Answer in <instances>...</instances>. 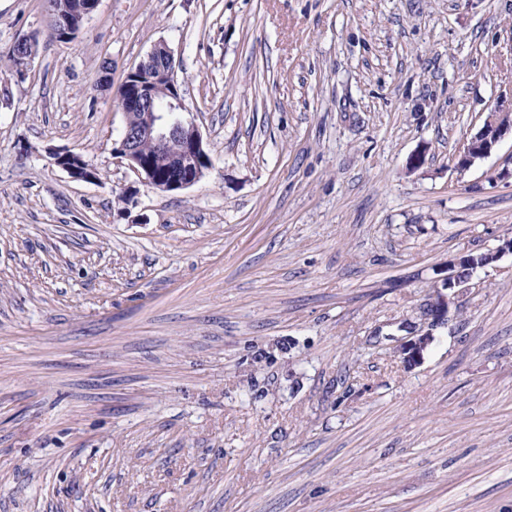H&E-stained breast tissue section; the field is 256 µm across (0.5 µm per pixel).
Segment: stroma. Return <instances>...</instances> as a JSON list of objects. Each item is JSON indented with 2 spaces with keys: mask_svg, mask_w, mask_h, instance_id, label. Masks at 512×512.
Listing matches in <instances>:
<instances>
[{
  "mask_svg": "<svg viewBox=\"0 0 512 512\" xmlns=\"http://www.w3.org/2000/svg\"><path fill=\"white\" fill-rule=\"evenodd\" d=\"M50 29L0 0V512H512V255L420 366L359 354L512 236V139L454 167L512 91V0H98ZM161 42L213 159L178 192L113 153ZM11 50L16 60V74L23 77L36 56L35 43L28 36H23L14 42ZM52 164L65 171L71 178L97 182V170L91 167L82 157L72 151H52L49 153Z\"/></svg>",
  "mask_w": 512,
  "mask_h": 512,
  "instance_id": "35a3bbf8",
  "label": "stroma"
}]
</instances>
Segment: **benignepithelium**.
Segmentation results:
<instances>
[{
    "label": "benign epithelium",
    "instance_id": "7a95c632",
    "mask_svg": "<svg viewBox=\"0 0 512 512\" xmlns=\"http://www.w3.org/2000/svg\"><path fill=\"white\" fill-rule=\"evenodd\" d=\"M12 52L16 74L22 77L36 56L35 43L23 36L14 42ZM119 96L124 103L125 121L114 153L149 188L175 192L197 183L212 166V160L199 129L184 123L180 117L185 106L176 79L174 56L166 45L155 46L127 73ZM508 134L512 135V91L500 95L487 112L482 127L459 152L456 168L464 171L487 158ZM145 141L154 146L150 155L141 152ZM49 157L52 164L73 179L99 180L97 170L75 152L52 151ZM507 253L512 254L511 238L504 239L496 249L482 253L484 260L479 264H466L459 258L448 261L447 275L443 278L448 294L427 298L422 307V323L408 321L402 325L408 334L396 339L391 347L392 354L405 369L411 370L422 363L434 341V329L449 321L452 309L470 292L475 272L495 266Z\"/></svg>",
    "mask_w": 512,
    "mask_h": 512
}]
</instances>
